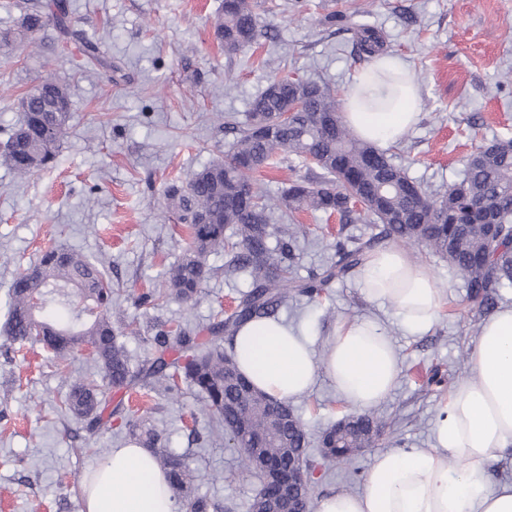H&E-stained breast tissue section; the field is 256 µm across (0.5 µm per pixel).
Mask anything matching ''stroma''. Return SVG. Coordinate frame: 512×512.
<instances>
[{"label": "stroma", "instance_id": "obj_1", "mask_svg": "<svg viewBox=\"0 0 512 512\" xmlns=\"http://www.w3.org/2000/svg\"><path fill=\"white\" fill-rule=\"evenodd\" d=\"M69 3L72 29L99 41L103 64L87 62L78 41L61 48L51 24L35 43H0V142L21 119L20 98L43 76L63 84L71 103L53 166L21 178L0 163V324L15 275L59 246L82 253L111 279L112 322L129 326L124 342L134 361L151 356L158 331L202 328L217 311L232 313L251 279L226 273L224 253L209 257L211 273L196 302L142 303L143 294L162 287L189 238L188 227L161 206L163 190L224 159L233 140L225 119L245 125L253 99L275 74L321 78L344 95L371 62L358 44L362 30L378 32L384 53L404 63L420 89L419 122L389 149L409 177L431 189L449 186L479 146L512 138V0H261L263 34L234 56L213 34L222 0ZM308 173L302 158L282 154L253 179L276 197ZM297 222L299 280L334 261L336 239L381 230L319 212L299 213ZM411 254L444 298L426 334L406 332L391 308L368 301L355 275L317 299L293 297L276 313L305 326L318 350L342 321L378 322L398 356V380L373 408L381 437L346 466L325 463L311 448L314 498L360 490L376 452L431 447L453 385L471 374L483 317L470 311L464 280L447 260L422 247ZM95 376L85 353L58 365L41 345L0 334V512H83L80 480L96 449L127 445L143 424L161 429L163 448L197 469V494L220 500L224 512H248L260 481L225 445L223 429L201 414L196 389L182 382L171 391H112L103 425L92 430L60 402L71 381ZM293 405L313 439L352 412L323 375Z\"/></svg>", "mask_w": 512, "mask_h": 512}]
</instances>
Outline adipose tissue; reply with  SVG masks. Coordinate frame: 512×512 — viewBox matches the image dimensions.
<instances>
[{
	"label": "adipose tissue",
	"mask_w": 512,
	"mask_h": 512,
	"mask_svg": "<svg viewBox=\"0 0 512 512\" xmlns=\"http://www.w3.org/2000/svg\"><path fill=\"white\" fill-rule=\"evenodd\" d=\"M419 98L403 65L379 55L355 76L342 117L357 136L388 148L418 122ZM361 280L367 300L389 305L410 333L428 331L439 317V288L402 249L369 254ZM233 346L240 370L277 399L307 394L323 373L344 401L369 409L390 393L400 372L393 344L369 320L342 322L321 356L306 328L273 319L245 323ZM470 368L472 378L453 386L437 417L434 447L375 454L362 489L323 496L317 512H512V481L492 489L484 480L486 466L512 454V306L484 320ZM452 459L457 468L449 467ZM82 487L84 512H174L166 475L136 444L95 463Z\"/></svg>",
	"instance_id": "obj_1"
}]
</instances>
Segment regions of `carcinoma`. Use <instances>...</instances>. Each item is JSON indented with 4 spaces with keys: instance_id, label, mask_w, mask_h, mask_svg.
I'll list each match as a JSON object with an SVG mask.
<instances>
[{
    "instance_id": "1",
    "label": "carcinoma",
    "mask_w": 512,
    "mask_h": 512,
    "mask_svg": "<svg viewBox=\"0 0 512 512\" xmlns=\"http://www.w3.org/2000/svg\"><path fill=\"white\" fill-rule=\"evenodd\" d=\"M258 0H224L213 23L214 36L232 56L250 47L260 34ZM21 28L30 34L54 21L61 41L71 29L63 0L43 6L23 0ZM380 36L370 30L360 37L361 49L370 57L379 53ZM306 99V109L293 125L277 121L288 99L295 93ZM23 122L14 129L0 151V161L13 172L26 176L56 160L59 143L70 119L67 88L53 77H45L20 99ZM334 119V130L326 131L320 118ZM281 152L303 159H317L315 178L288 183L276 200L251 185L253 172L270 164ZM250 185L249 202L235 203L245 185ZM166 208L180 224H189L190 240L183 257L165 274V287L143 296L144 301L198 299L209 275L206 258L227 252L226 271H247L251 290L242 295L236 311L212 325L187 330L175 336L159 332L156 344L177 353L168 363L159 357L133 370L122 331L113 326L112 283L99 267L74 250L56 247L41 256L25 272L15 276L9 294L4 335L12 341L32 340L65 361L76 350L94 348L91 359L101 373L102 383L79 380L70 384L64 410L93 426L102 425L99 413L105 391L122 389L140 379L153 378L174 390L179 379L194 387L203 398L202 412L224 427L228 444L239 452L240 462L251 471L262 469L261 460L247 450L248 438L265 432L267 416L261 406L271 399L257 391L239 371L233 353L224 350V336H235L250 320L267 318L292 294L313 300L333 281L353 275L382 241L398 245H423L446 260L464 279L472 309L481 311L494 304L500 289L512 285V139H498L470 155L464 176L444 190L430 191L395 164L387 151L359 140L345 127L341 106L332 87L323 80L291 84L289 77L270 80L252 102L249 121L230 144L228 157L194 171L185 179L169 183L164 191ZM294 219L299 211L337 213L351 223L362 217L383 225L382 232L352 246L336 242V261L321 274L296 282L291 276L290 244L271 237L270 214ZM202 212L211 223H188ZM235 228L237 242H226L224 230ZM76 289L86 306L64 323L43 317L50 302L65 303V289ZM381 428L370 412L351 416L344 425H331L318 438L322 456L329 462H351L349 444ZM153 449L157 465L167 474L169 493L183 512H210L216 508L205 497L193 493L195 474L183 456L157 447L159 432L146 427L139 433ZM310 441L298 414L286 422L278 446L307 452Z\"/></svg>"
}]
</instances>
